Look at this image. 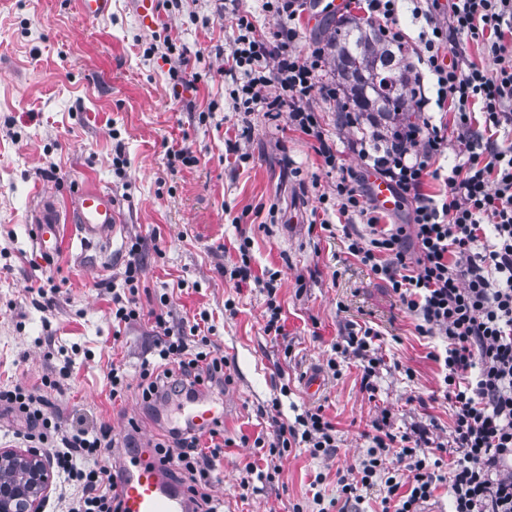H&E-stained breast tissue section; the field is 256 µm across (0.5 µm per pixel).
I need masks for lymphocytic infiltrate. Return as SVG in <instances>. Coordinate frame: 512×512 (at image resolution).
I'll return each mask as SVG.
<instances>
[{"label":"lymphocytic infiltrate","instance_id":"obj_1","mask_svg":"<svg viewBox=\"0 0 512 512\" xmlns=\"http://www.w3.org/2000/svg\"><path fill=\"white\" fill-rule=\"evenodd\" d=\"M421 13L430 29L421 33L417 62L434 76L433 103L447 108L451 122H407L371 139H355L353 152L413 206L408 224H388L371 204L353 175L339 165L327 144L312 92L338 99L335 84L323 82L326 49H296L291 22L296 0H265L268 13L283 26L273 40L255 34L249 16L234 24V48L226 64L237 75L234 100L239 111L264 105L286 113L288 125L314 137L328 167L337 169V212L345 219L349 254L386 280L402 306L413 316L419 335L438 338L431 353L442 370V393L453 410L449 440L433 446L421 439L396 435L390 413L381 410L372 425L371 445L358 467L339 475L340 492L355 498L358 488L383 481L386 493L380 512H423L439 487H446L450 512H512V145L500 135L512 134V0H424ZM480 42L485 63L455 51L458 39ZM277 87L267 95V87ZM408 93L419 107L420 74L412 72ZM456 157L450 169L440 159ZM443 181L441 198L424 193L427 179ZM143 274L142 261L126 266L125 288L112 294V317L136 320L135 296ZM155 327L164 342L157 361L139 369L144 400L204 383H223L224 358L207 347L199 325L189 336L170 335L163 314ZM379 332L370 326L350 329L334 351L361 362V386L372 390L383 361ZM42 393L17 385L0 389V409L23 421L21 435L47 448L51 466L74 495L68 512H120L116 469L105 456L112 446L111 429L62 428L47 416L46 394L57 383L43 378ZM223 425L207 434L173 433L170 443H157L155 455L168 473H182L190 498L205 512H223V503L209 492L214 466L223 454ZM310 456H327L337 448L336 426L322 408L306 410L295 423H281L272 440L255 439L265 459L278 460L297 445ZM454 453L450 475H442L444 457Z\"/></svg>","mask_w":512,"mask_h":512}]
</instances>
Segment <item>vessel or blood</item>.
Returning a JSON list of instances; mask_svg holds the SVG:
<instances>
[{
	"label": "vessel or blood",
	"instance_id": "obj_1",
	"mask_svg": "<svg viewBox=\"0 0 512 512\" xmlns=\"http://www.w3.org/2000/svg\"><path fill=\"white\" fill-rule=\"evenodd\" d=\"M80 14L88 19L101 20L112 12V0H76ZM373 201L387 210H395L399 200L389 184L371 180ZM73 213L79 225L81 240L94 246L109 240L122 222L111 197L99 189L87 187L75 196ZM35 236L41 254H53L59 241V221L54 206H44L36 225ZM192 407L184 419L185 426L207 429L214 421L223 419L222 410L199 396H192ZM122 512H189L183 491L167 477L155 456L131 459L121 468Z\"/></svg>",
	"mask_w": 512,
	"mask_h": 512
}]
</instances>
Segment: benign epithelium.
<instances>
[{"label": "benign epithelium", "mask_w": 512, "mask_h": 512, "mask_svg": "<svg viewBox=\"0 0 512 512\" xmlns=\"http://www.w3.org/2000/svg\"><path fill=\"white\" fill-rule=\"evenodd\" d=\"M53 472L36 449L0 452V512H42Z\"/></svg>", "instance_id": "7a95c632"}]
</instances>
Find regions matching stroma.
Listing matches in <instances>:
<instances>
[{"mask_svg":"<svg viewBox=\"0 0 512 512\" xmlns=\"http://www.w3.org/2000/svg\"><path fill=\"white\" fill-rule=\"evenodd\" d=\"M140 3L112 0L111 17L88 21L74 0H0V387L58 380L52 417L111 425L110 455L119 461L153 448L168 431L138 388L141 361L157 354L154 310L166 308L175 330L206 322L231 377L208 389L226 397L230 410L216 465L224 512H292L296 503L312 512L314 494L339 498L336 474L363 458L381 410L390 411L394 434L447 441L453 411L428 356L437 341L419 336L388 283L348 254L335 206L318 200L332 191L336 173L316 141L264 107L236 110L235 84L221 73L232 49L228 18L248 13L257 35L272 37L277 24L263 0H179L168 11L152 7L146 21ZM164 30L184 56L150 51ZM296 30V48L328 45L323 78L337 80L333 15L314 22L299 15ZM183 57L177 85L169 71ZM309 105L344 166L369 179L348 143L389 127L390 114L365 113L350 128L336 102L316 95ZM180 149L193 162L175 160ZM90 182L111 194L123 216L110 242L94 247L81 244L68 210ZM45 187L63 206L49 262L35 244ZM244 238L254 275L278 274L280 337L263 330L266 290L230 277ZM138 239L153 247L141 316L118 332L112 290L122 287ZM353 324L382 336L384 364L371 393L361 388L359 360L327 366L333 343ZM115 365L129 383L119 398L108 378ZM313 372L323 389L311 396L304 380ZM318 405L338 430L335 454L292 449L273 480L241 486L246 465L261 460L255 439L271 438L276 422H294Z\"/></svg>","mask_w":512,"mask_h":512,"instance_id":"obj_1","label":"stroma"}]
</instances>
